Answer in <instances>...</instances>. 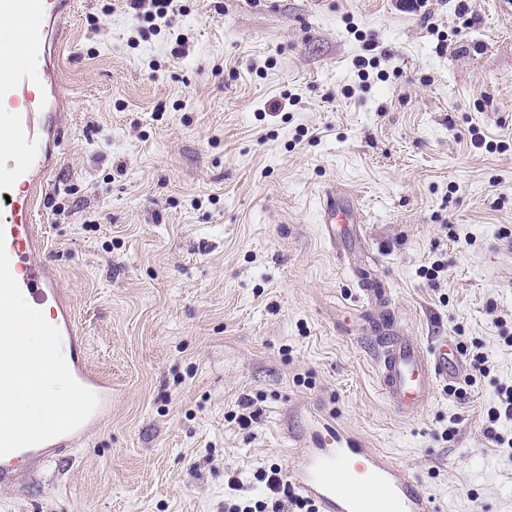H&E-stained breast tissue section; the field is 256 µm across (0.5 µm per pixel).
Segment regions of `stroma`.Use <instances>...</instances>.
I'll return each instance as SVG.
<instances>
[{
	"instance_id": "35a3bbf8",
	"label": "stroma",
	"mask_w": 512,
	"mask_h": 512,
	"mask_svg": "<svg viewBox=\"0 0 512 512\" xmlns=\"http://www.w3.org/2000/svg\"><path fill=\"white\" fill-rule=\"evenodd\" d=\"M74 2L36 219L112 414L0 486V512H224L226 478L269 497L257 471L289 469L322 413L438 512H512V457L485 434L512 385V18L495 0H178L144 33L124 0ZM330 196L363 216L345 259ZM393 325L481 348L489 375L398 416L375 374Z\"/></svg>"
}]
</instances>
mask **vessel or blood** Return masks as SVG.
Here are the masks:
<instances>
[{"label":"vessel or blood","instance_id":"obj_1","mask_svg":"<svg viewBox=\"0 0 512 512\" xmlns=\"http://www.w3.org/2000/svg\"><path fill=\"white\" fill-rule=\"evenodd\" d=\"M69 5L70 0H0V18L9 22L17 46L15 57L0 61L9 73L0 81V102L11 106L0 113V125L9 131L0 140V206L6 211L0 231L25 300L39 310L50 308L72 375L97 395L99 405L75 431L1 458L0 483L15 476L16 464H45L80 446L112 411V382L86 357L82 331L57 270L45 259L44 238L35 222L46 176L62 143L64 115L51 93L58 84L54 51L63 38L61 20ZM324 214V237L336 243L335 217L349 221L355 212L337 210L331 202ZM376 366L383 397L404 417L426 408L439 383L458 379L465 369L448 338L427 346L396 334L378 338ZM328 433L302 448L291 466L296 489L320 512H435L431 498L389 456L339 426L329 425ZM372 484L380 488V496L369 493Z\"/></svg>","mask_w":512,"mask_h":512}]
</instances>
